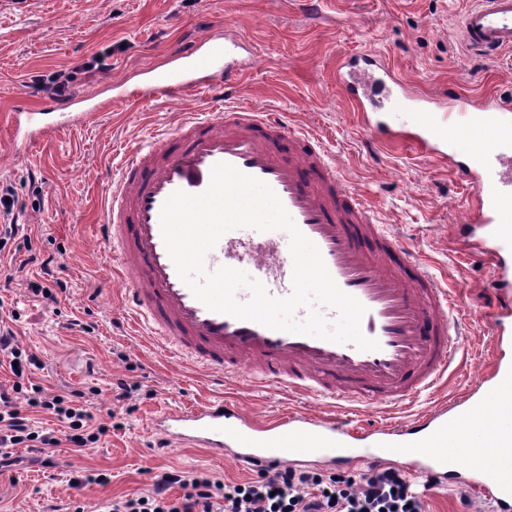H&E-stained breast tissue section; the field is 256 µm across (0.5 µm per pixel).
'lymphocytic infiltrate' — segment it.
Returning <instances> with one entry per match:
<instances>
[{
    "label": "lymphocytic infiltrate",
    "instance_id": "obj_1",
    "mask_svg": "<svg viewBox=\"0 0 512 512\" xmlns=\"http://www.w3.org/2000/svg\"><path fill=\"white\" fill-rule=\"evenodd\" d=\"M0 355L15 364L11 389L0 388V473L19 464L17 449L46 455L65 441L80 453L106 434V426L94 424L85 408V391L54 394L35 384L23 385L26 367L38 359L17 345L14 331L1 320ZM23 403L54 415L64 423V434L36 430L19 409ZM112 512H423V503L393 466L358 479L272 467L243 483H227L203 472H165L147 494L113 500Z\"/></svg>",
    "mask_w": 512,
    "mask_h": 512
}]
</instances>
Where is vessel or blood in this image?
<instances>
[{
    "label": "vessel or blood",
    "mask_w": 512,
    "mask_h": 512,
    "mask_svg": "<svg viewBox=\"0 0 512 512\" xmlns=\"http://www.w3.org/2000/svg\"><path fill=\"white\" fill-rule=\"evenodd\" d=\"M461 38L488 60L511 51L512 0H474L462 18ZM239 47L223 35H205L175 51L165 69L145 71L137 93L173 98L205 90L223 99L246 66ZM375 69L395 87L382 113L367 109L357 80ZM336 81L371 140L408 142L456 167L473 185L474 197L464 206L469 247L493 265L489 325L495 345L503 346L512 336V103L451 90L416 96L372 53L345 58ZM105 109V102L86 97L36 109L17 98L13 142L33 145L56 128L95 121ZM48 114L56 115L55 126L44 125ZM220 163L272 188L318 247L339 288L365 306L361 330L378 349L276 331L211 311L195 298L167 252L160 212L175 191L205 192ZM99 233L114 275L130 280L118 295L128 320L148 329L165 352L201 366L220 383L241 380L340 405H395L435 389L458 350L459 294L444 288L407 242L374 223L372 209L337 175L319 139L289 126L279 112L236 106L216 118L184 113L173 130L124 155L108 187ZM289 243L283 230L233 229L204 264L211 272L223 266L244 271L271 296L285 298L292 292ZM492 371L490 381L452 405L388 426L360 428L349 418L306 410L259 421L219 399L166 409L151 419L150 429L157 447L202 448L243 469L258 463H399L478 493L493 512H512V360L497 357ZM490 458L499 463L500 476L488 474Z\"/></svg>",
    "instance_id": "1"
}]
</instances>
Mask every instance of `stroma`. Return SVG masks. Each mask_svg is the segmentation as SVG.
Returning <instances> with one entry per match:
<instances>
[{
    "label": "stroma",
    "instance_id": "stroma-1",
    "mask_svg": "<svg viewBox=\"0 0 512 512\" xmlns=\"http://www.w3.org/2000/svg\"><path fill=\"white\" fill-rule=\"evenodd\" d=\"M473 0H0V189L10 190L21 230L0 255V275H13L4 297L18 319L20 347L37 354L28 375L46 392L83 389L88 409L107 424L96 447L82 453L61 444L50 464L18 449L21 462L0 474V512H108L113 499L146 492L166 471H205L226 480L256 477L197 448L156 449L149 423L160 411L217 398L257 420L307 409L327 416V400L293 398L284 390L238 383L216 388L208 372L158 351L145 330L112 304L114 281L98 223L109 177L124 154L157 132L174 129L180 113L223 112L225 104L192 92L176 99L138 98L108 109L97 122L73 124L25 151L12 148L10 109L16 97L34 106V77L68 70L103 50L111 68L79 75L72 95L93 97L113 81L137 82L143 69L165 63L183 42L212 32L249 42L252 58L227 104L283 112L290 126L319 136L345 179L376 208L378 223L411 241L443 286L464 294L459 351L446 388L386 407L350 410L361 427L420 417L463 395L490 367L492 338L484 313L491 268L483 256L457 249L450 228L464 216L471 187L454 172L404 144L371 142L336 85L339 62L373 52L423 90L455 86L468 94L512 100V51L486 60L461 43L460 24ZM53 258L66 293L50 302L33 296L39 268L30 254ZM123 350L125 360L112 355ZM133 384L116 401L111 385ZM77 471L102 473L94 497L71 485ZM425 512H491L477 494L413 476Z\"/></svg>",
    "mask_w": 512,
    "mask_h": 512
}]
</instances>
